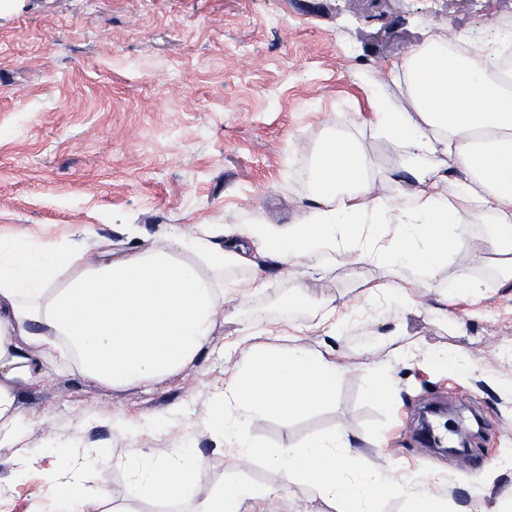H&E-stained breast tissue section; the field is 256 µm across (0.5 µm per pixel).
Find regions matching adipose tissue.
Returning <instances> with one entry per match:
<instances>
[{
	"instance_id": "1",
	"label": "adipose tissue",
	"mask_w": 512,
	"mask_h": 512,
	"mask_svg": "<svg viewBox=\"0 0 512 512\" xmlns=\"http://www.w3.org/2000/svg\"><path fill=\"white\" fill-rule=\"evenodd\" d=\"M431 39L412 46L389 69L398 95L356 76L365 95L358 124L325 127L313 150L299 156L305 203L283 224L256 217L247 224L167 225L158 245L140 244L136 225L123 241L73 225L60 239L21 229L0 231V447L11 449L15 481L27 479L35 453L22 447L28 419L17 388L52 371H73L112 390L151 387L197 366L226 301L263 293L264 268L304 266L323 273L338 259L368 264L383 279L375 299L410 303L411 277L448 279L449 257L462 254L464 288H483L476 269L492 265L512 281V64L496 43L478 51ZM386 143L392 171L407 187L377 194L388 171L374 167L363 133ZM490 218L482 234L489 251L470 248L477 214ZM235 373L211 389V424L239 465L260 455L245 434L253 420L287 422L336 399L345 374L333 353L292 346L236 347ZM104 448L62 449L45 472L48 512H100L110 495ZM297 495L312 486L337 512H380L398 494L374 469L358 468L347 430L263 454ZM141 501L169 512H268L270 486L234 478L206 497L195 495L208 464L184 448H162L125 461Z\"/></svg>"
}]
</instances>
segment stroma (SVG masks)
I'll return each mask as SVG.
<instances>
[{
  "instance_id": "stroma-1",
  "label": "stroma",
  "mask_w": 512,
  "mask_h": 512,
  "mask_svg": "<svg viewBox=\"0 0 512 512\" xmlns=\"http://www.w3.org/2000/svg\"><path fill=\"white\" fill-rule=\"evenodd\" d=\"M512 0H0V226L56 234L74 224L109 235L140 225L147 244L165 225L246 221L263 215L283 224L303 205L290 147H312L325 126L357 123L355 75L383 72L408 48L436 37L469 34L476 45ZM380 269L337 262L301 278V304L272 280L264 293L225 304L224 321L197 367L150 388L114 391L57 372L18 389L31 420L26 447L136 449L148 456L192 441L209 464L198 487L207 495L238 471L205 424L181 422L134 438L113 432L110 418L211 411L210 387L234 371L225 351L265 311L271 334L250 344L333 347L349 371L334 404L292 417L259 419L248 432L261 450L305 443L347 429L364 462L392 484L423 482L466 508L475 497L494 507L512 490V366L499 358L512 344V282L483 272L479 294L462 288L412 289L410 306L371 300L364 282ZM349 316L342 335H292L328 292ZM414 341L427 351L460 352L468 367H437L422 357L392 356ZM388 368L383 393L373 369ZM446 398L441 435L474 427L472 409L495 420L472 447L491 451L484 484L474 483L468 456L420 447L414 414L425 400ZM0 447V512H30L46 500L39 459L28 480L12 483Z\"/></svg>"
}]
</instances>
